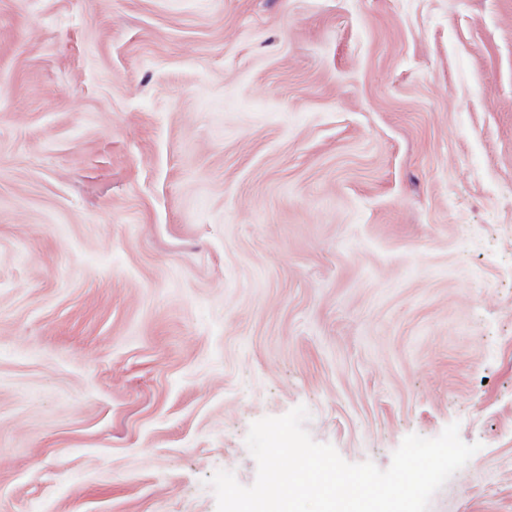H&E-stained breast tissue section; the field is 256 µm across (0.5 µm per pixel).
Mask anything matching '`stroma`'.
Segmentation results:
<instances>
[{
    "label": "stroma",
    "instance_id": "1",
    "mask_svg": "<svg viewBox=\"0 0 512 512\" xmlns=\"http://www.w3.org/2000/svg\"><path fill=\"white\" fill-rule=\"evenodd\" d=\"M299 405L512 512V0H0V512H216Z\"/></svg>",
    "mask_w": 512,
    "mask_h": 512
}]
</instances>
